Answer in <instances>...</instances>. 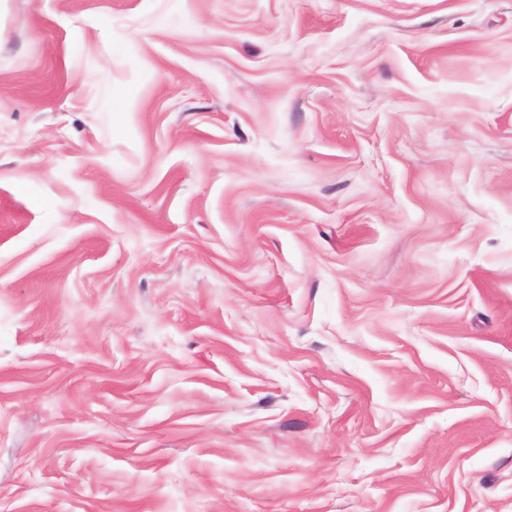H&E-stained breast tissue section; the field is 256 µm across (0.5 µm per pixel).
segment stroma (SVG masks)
Segmentation results:
<instances>
[{
	"mask_svg": "<svg viewBox=\"0 0 512 512\" xmlns=\"http://www.w3.org/2000/svg\"><path fill=\"white\" fill-rule=\"evenodd\" d=\"M0 512H512V0H0Z\"/></svg>",
	"mask_w": 512,
	"mask_h": 512,
	"instance_id": "obj_1",
	"label": "stroma"
}]
</instances>
